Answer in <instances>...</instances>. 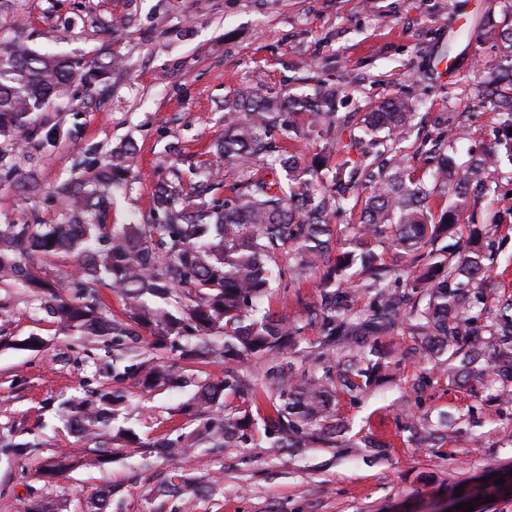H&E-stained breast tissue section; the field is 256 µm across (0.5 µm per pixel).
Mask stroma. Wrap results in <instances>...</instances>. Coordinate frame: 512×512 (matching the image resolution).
<instances>
[{
  "instance_id": "1",
  "label": "stroma",
  "mask_w": 512,
  "mask_h": 512,
  "mask_svg": "<svg viewBox=\"0 0 512 512\" xmlns=\"http://www.w3.org/2000/svg\"><path fill=\"white\" fill-rule=\"evenodd\" d=\"M124 19L113 30V19ZM512 20V0H0V47L24 33L36 51L100 58L110 70L76 77L66 96L36 113L27 148L0 138V224H62L59 187L91 186L98 161L127 144L130 181L107 212L110 224L149 218L151 190L174 169H188L224 135V101L243 86L265 94L313 95L341 88L336 105L345 131L337 160L349 161L355 188L337 225L359 220L377 169L360 167L364 130L359 114L392 96L409 98L418 116L401 144L413 170L430 172L432 145L448 127H468L450 148L458 162L494 146L497 113L475 95L502 59L500 45L480 35L487 20ZM30 172V191L17 179ZM471 193L457 229L493 254L485 308L512 299V164L486 175ZM319 277L298 288H272L259 305L301 329L276 359L236 369L256 396L268 389L267 369L289 371L296 385L317 382L322 366L307 360L321 326L305 320L319 299ZM40 295L0 288V436L38 441L28 458L0 460V512H22L29 495L86 512L88 498L111 488L110 512H448L474 502L475 512H512V389L493 368L469 385L438 373V353L399 330L369 339L361 355L375 369L370 389L336 388L333 442L269 444L261 414H253L235 448H194L169 458L149 449L155 437L195 428L196 385L219 381L225 364H186L195 382L144 392L136 379L113 382L106 366L121 346L87 344L62 331L40 308ZM36 335L40 350L21 348ZM117 387L125 408L109 431L132 430L137 443L115 449L101 469L79 466L88 441L66 430L63 400ZM426 418L428 434L405 431L408 414ZM77 464L53 482L40 475L52 457ZM200 492L192 501L160 498L175 475Z\"/></svg>"
}]
</instances>
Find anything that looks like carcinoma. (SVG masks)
<instances>
[{"instance_id": "obj_1", "label": "carcinoma", "mask_w": 512, "mask_h": 512, "mask_svg": "<svg viewBox=\"0 0 512 512\" xmlns=\"http://www.w3.org/2000/svg\"><path fill=\"white\" fill-rule=\"evenodd\" d=\"M481 36L491 42L512 45V28L489 20ZM105 63L32 50L24 42L0 49V136L17 138L29 129L32 114L64 97L76 75L101 71ZM339 90L325 87L311 97L263 95L247 87L224 101V138L214 146L212 157L189 171L161 180L151 191L150 224H104L114 190L121 184L131 155L127 147L115 148L103 163L91 194L63 184L69 212L67 224H0V282L10 286L43 288L44 310L64 329L90 342H129V347L169 348L180 358L201 363L214 351L226 360L246 363L257 357L275 356L300 335L301 328L288 327L267 313L253 317L254 304L273 288L272 267L283 266L300 281L319 263L328 292L320 305L308 311V319L321 321L322 336L313 343L315 358L324 361L345 344L366 336H383L398 324L405 294L398 288H426V306L410 307L406 314L411 333L426 340L444 339L450 357L460 359L451 375L464 382H478L483 373L470 365L486 354L478 317L471 314L461 288L489 278L487 257L474 247L441 245L466 209L463 190L480 183L487 170L499 162L500 149L512 156V136L461 167L445 150L436 152L433 179L447 194L456 196L439 217H429L428 200L433 188L422 176L406 167L381 175L365 199L362 220L353 225L351 248L335 252L336 225L331 215L346 208L349 184L346 164L330 165L334 145L343 127L325 130L321 150L306 163L285 148L277 151L264 139L270 128L282 127L287 139L300 137L299 128L285 123V111L310 118L309 125L335 116ZM484 103L503 116L512 130V57L499 64L481 91ZM416 113L409 100L388 99L361 117L369 132L387 133L382 155L398 144ZM233 162L240 168L241 183L232 196H214L217 162ZM262 167H256V163ZM317 174L331 183V193L319 192L305 179ZM399 248L409 258L404 274L391 275L383 256L373 249L371 238ZM61 254H71L76 273L61 284L40 277L42 264ZM359 267L366 277L364 288L373 303L363 309L352 304L354 293L348 270ZM108 287L123 300V316L104 306L97 289ZM498 329L489 362L512 372V300L500 304L495 317ZM224 334V344L210 349L209 337ZM112 361V378L136 377L146 389L166 385L171 369L152 360L120 366ZM266 393L265 430L271 447L286 448L299 436L327 437L336 433L331 369L313 387L297 388L281 370L272 368ZM238 392L232 377L198 386L196 404L201 415L224 396ZM123 403L121 395L104 390L79 402L63 404L68 420L83 437L98 441L87 464L101 467L110 462V439H99L112 413ZM245 413L209 421L201 429L174 439L159 437L148 443L161 454L180 448H195L209 442L215 448L238 445L239 421ZM40 447L38 442L0 443V456L8 459ZM112 490L90 497L87 512H108Z\"/></svg>"}]
</instances>
